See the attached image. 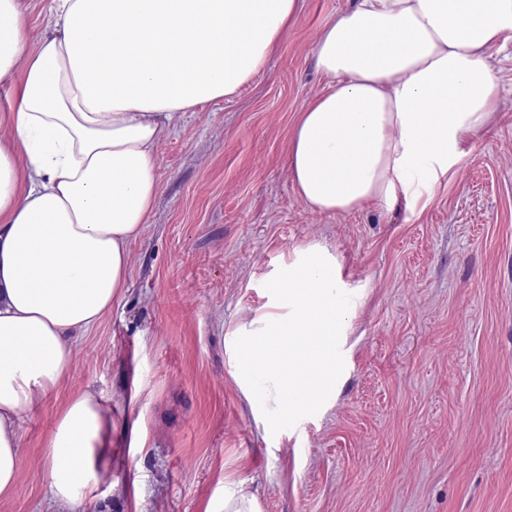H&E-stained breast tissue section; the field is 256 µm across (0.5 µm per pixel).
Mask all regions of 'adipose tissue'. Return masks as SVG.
I'll use <instances>...</instances> for the list:
<instances>
[{"label": "adipose tissue", "mask_w": 512, "mask_h": 512, "mask_svg": "<svg viewBox=\"0 0 512 512\" xmlns=\"http://www.w3.org/2000/svg\"><path fill=\"white\" fill-rule=\"evenodd\" d=\"M300 0H51L30 39L0 0V498L18 424L68 374L76 334L126 286L149 222L157 143L178 113L262 73ZM512 42V0H355L314 47L324 88L299 114L289 176L322 213L416 211L499 110L486 61ZM112 407L73 396L46 444L51 500L111 475ZM68 470H61V463Z\"/></svg>", "instance_id": "obj_1"}]
</instances>
